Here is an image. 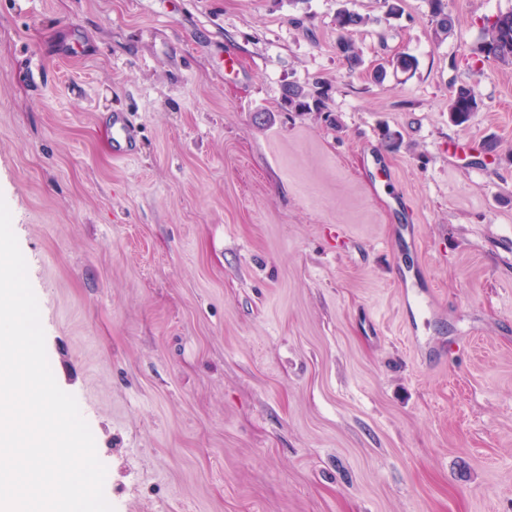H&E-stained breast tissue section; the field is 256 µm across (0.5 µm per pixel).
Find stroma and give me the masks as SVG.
<instances>
[{"label":"stroma","instance_id":"obj_1","mask_svg":"<svg viewBox=\"0 0 512 512\" xmlns=\"http://www.w3.org/2000/svg\"><path fill=\"white\" fill-rule=\"evenodd\" d=\"M448 7L0 0V197L115 512H512V0ZM430 21L433 26L435 38L443 41L454 31L455 21L448 10L447 0H429ZM370 21V17L347 8H340L336 12V27L339 31L337 46L349 71L357 69L362 63L359 52L349 38V34L366 26ZM475 54L485 60L512 65V11L500 13L483 27ZM285 98L288 100V107L294 112H306L311 110L310 98L317 109L324 107V100L321 96L311 97L301 86L289 85L285 91ZM480 102L474 88L467 85L458 86L448 104L449 119L458 125L466 123L474 112H478ZM112 150L116 157L129 158L135 153L136 131L123 114L112 115Z\"/></svg>","mask_w":512,"mask_h":512}]
</instances>
